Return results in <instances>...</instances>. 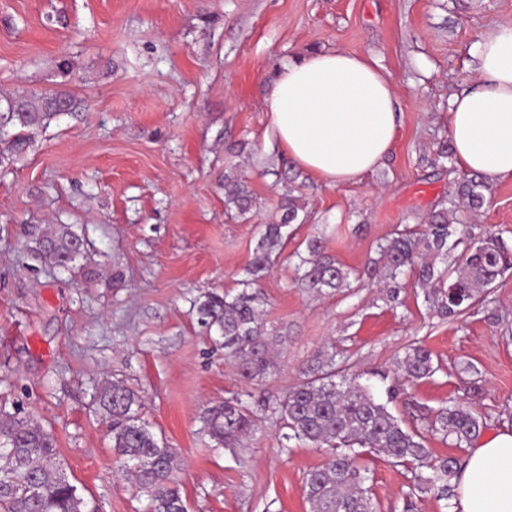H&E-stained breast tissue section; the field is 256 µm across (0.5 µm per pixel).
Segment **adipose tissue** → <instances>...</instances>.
Returning a JSON list of instances; mask_svg holds the SVG:
<instances>
[{
  "label": "adipose tissue",
  "instance_id": "adipose-tissue-1",
  "mask_svg": "<svg viewBox=\"0 0 512 512\" xmlns=\"http://www.w3.org/2000/svg\"><path fill=\"white\" fill-rule=\"evenodd\" d=\"M292 162L328 186L362 178L389 155L399 126L389 73L367 55L328 50L281 65L266 99ZM448 133L462 172L512 179V27L488 25L476 79L450 102ZM459 512H512V432L476 441L457 476Z\"/></svg>",
  "mask_w": 512,
  "mask_h": 512
}]
</instances>
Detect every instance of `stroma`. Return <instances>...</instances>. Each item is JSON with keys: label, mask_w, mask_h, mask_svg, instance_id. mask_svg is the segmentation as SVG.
<instances>
[{"label": "stroma", "mask_w": 512, "mask_h": 512, "mask_svg": "<svg viewBox=\"0 0 512 512\" xmlns=\"http://www.w3.org/2000/svg\"><path fill=\"white\" fill-rule=\"evenodd\" d=\"M512 26V0H0V94L57 90L75 110L28 132L0 163V415L22 411L57 439L66 473L100 512H142L146 498L115 471L97 394L120 380L154 433L179 452L188 512H309L304 482L327 460L280 446L272 408L316 352L385 397L397 362L420 344L439 371L390 403L403 427L459 403L512 431V269L455 319L430 311L413 280L392 290L364 277L377 242L425 221L463 176L433 166L448 140L451 97L469 86L489 23ZM370 55L394 83L400 127L383 164L336 187L300 172L308 220L261 291L266 319L288 334L275 368L246 381L194 301L236 289L278 216L274 170L288 163L265 98L280 65L314 51ZM238 168L257 202L249 222L224 212V172ZM476 232L512 249V181L487 186ZM68 228L84 244L55 267L39 242ZM323 234L328 254L362 278L313 293L293 253ZM242 395L259 429L230 451L202 434L209 403ZM377 512H447L417 469L376 454Z\"/></svg>", "instance_id": "obj_1"}]
</instances>
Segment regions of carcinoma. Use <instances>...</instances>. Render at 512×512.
I'll list each match as a JSON object with an SVG mask.
<instances>
[{
  "mask_svg": "<svg viewBox=\"0 0 512 512\" xmlns=\"http://www.w3.org/2000/svg\"><path fill=\"white\" fill-rule=\"evenodd\" d=\"M73 98L61 93L26 91L5 94L21 111L6 113L5 124L19 128L7 141V150L20 153L27 147L25 130L40 127L54 118L50 100ZM483 182L471 177L448 192L449 199L434 205L421 231L404 228L378 243L374 270L390 288L401 287L409 272L425 291V302L442 318H455L478 305L497 278L512 268V253L495 236L481 237L468 224L467 214L482 207ZM256 201L242 174L224 173V206L234 219L246 221ZM280 219L260 225L253 256L234 295L210 294L196 306L198 322L216 329L224 352L238 365L247 381L261 379L275 366L273 348L286 342L280 330L265 319V298L260 282L271 272L288 245V227L299 221L306 205L292 186L280 200ZM76 238L54 232L43 240V249L60 268L72 264L79 250ZM307 255L295 252L297 284L303 288L334 292L350 287V268L324 251L323 238L307 241ZM403 380L412 382L433 376L432 353L416 346L398 363ZM335 356L319 355L301 384L277 402L274 413L294 440L327 451V464L307 474L304 492L311 512H376L367 477L356 465L359 450L382 454L400 464L431 471L427 481L437 497H452L449 481L459 468L454 459H432L425 437L404 428L389 410L355 379L337 377ZM100 408L111 420L112 450L119 471L130 476L136 489L147 497V512H188L174 471L177 449L157 436L141 416V400L127 386L116 382L98 396ZM205 432L224 448H236L242 438L257 432L258 419L235 396L208 407L202 416ZM485 423L460 404L443 407L428 421V429L452 438L457 445L477 439ZM0 438L13 441L0 448V512H99L57 461L56 440L31 418L7 415L0 419Z\"/></svg>",
  "mask_w": 512,
  "mask_h": 512,
  "instance_id": "1",
  "label": "carcinoma"
}]
</instances>
